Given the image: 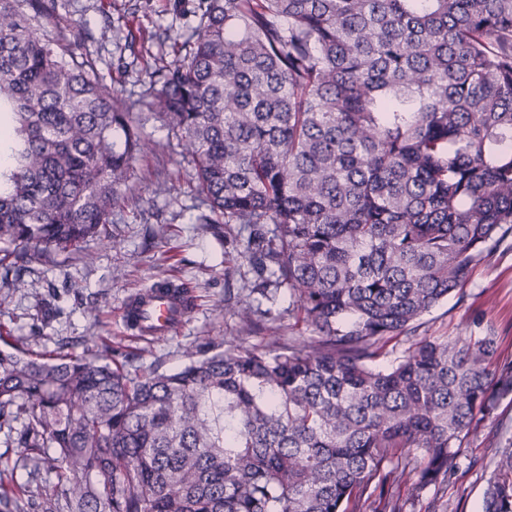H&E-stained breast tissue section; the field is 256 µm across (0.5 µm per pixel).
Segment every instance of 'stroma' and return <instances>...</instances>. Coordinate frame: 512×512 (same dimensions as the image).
<instances>
[{"label": "stroma", "mask_w": 512, "mask_h": 512, "mask_svg": "<svg viewBox=\"0 0 512 512\" xmlns=\"http://www.w3.org/2000/svg\"><path fill=\"white\" fill-rule=\"evenodd\" d=\"M58 26L75 25L86 34L85 48L107 83L127 101L142 99L198 25L201 0H63ZM148 149L137 157V178L112 211L110 239L90 240L93 263L80 255L36 266L27 285L0 282V332L33 354H70L103 360L116 351L131 374L182 367L187 352L220 339L224 347L249 348L268 337L305 335L294 319L266 318L247 332L226 303L248 302L252 286L241 249L223 230L201 223L208 206L195 190L196 170L177 138L154 114L136 113ZM161 279L187 288L193 305L175 333L151 339L125 326L122 307ZM496 336L499 362L512 361V237L500 243L469 282L435 305L412 332L387 338L378 366L424 336ZM512 444V396L501 400L496 418L483 421L461 445L460 465L449 474L443 495L416 493L411 482L392 491L407 512H483L486 478L499 450ZM21 451L0 432V482L15 496L52 490L55 478L32 483L17 466Z\"/></svg>", "instance_id": "stroma-1"}]
</instances>
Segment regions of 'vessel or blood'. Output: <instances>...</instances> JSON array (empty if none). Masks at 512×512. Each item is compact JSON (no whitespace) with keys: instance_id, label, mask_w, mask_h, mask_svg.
I'll return each mask as SVG.
<instances>
[{"instance_id":"b4317fda","label":"vessel or blood","mask_w":512,"mask_h":512,"mask_svg":"<svg viewBox=\"0 0 512 512\" xmlns=\"http://www.w3.org/2000/svg\"><path fill=\"white\" fill-rule=\"evenodd\" d=\"M187 314L181 291L175 288H150L123 307L121 319L128 325H153L159 334L168 336L184 322Z\"/></svg>"}]
</instances>
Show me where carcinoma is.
Returning <instances> with one entry per match:
<instances>
[{"instance_id": "carcinoma-1", "label": "carcinoma", "mask_w": 512, "mask_h": 512, "mask_svg": "<svg viewBox=\"0 0 512 512\" xmlns=\"http://www.w3.org/2000/svg\"><path fill=\"white\" fill-rule=\"evenodd\" d=\"M141 106L195 164L253 291L313 336L191 352L172 373L0 349V428L53 492L0 512H354L416 492L512 394L496 337L408 332L512 236V0H203ZM58 0H0V269L109 237L145 146L128 105L49 30ZM21 424L15 429L14 424ZM484 512H512V448Z\"/></svg>"}]
</instances>
